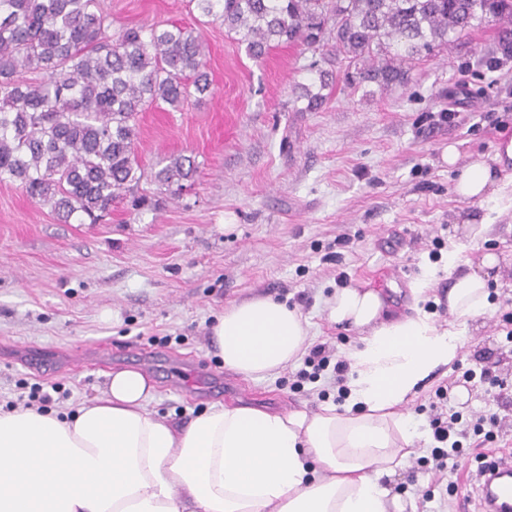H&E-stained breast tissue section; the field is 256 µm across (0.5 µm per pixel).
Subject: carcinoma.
<instances>
[{
  "mask_svg": "<svg viewBox=\"0 0 512 512\" xmlns=\"http://www.w3.org/2000/svg\"><path fill=\"white\" fill-rule=\"evenodd\" d=\"M200 16L238 35L259 60L278 45H317L336 71L316 69L293 88L317 111L337 75L386 90L406 65L451 35L493 18L512 37V0H190ZM32 77L26 78L24 74ZM205 44L173 24L112 32L100 0H0V183H15L66 224H97L142 181L176 195L194 158L147 168L135 152L142 112L180 109L207 93Z\"/></svg>",
  "mask_w": 512,
  "mask_h": 512,
  "instance_id": "1",
  "label": "carcinoma"
}]
</instances>
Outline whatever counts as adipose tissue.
<instances>
[{
	"instance_id": "obj_1",
	"label": "adipose tissue",
	"mask_w": 512,
	"mask_h": 512,
	"mask_svg": "<svg viewBox=\"0 0 512 512\" xmlns=\"http://www.w3.org/2000/svg\"><path fill=\"white\" fill-rule=\"evenodd\" d=\"M443 159L458 168L459 197H503L487 161L458 165L452 145ZM448 268L444 326L420 309L391 315L380 288L336 291L328 320L359 333L339 352L349 367L339 404L227 403L179 425L149 411L154 386L128 368L109 373L72 416L0 411V512H390L385 480L416 453L406 406L461 354L499 260L487 253L465 268L453 251ZM213 341L225 369L260 380L295 364L310 338L298 308L255 296L225 307Z\"/></svg>"
}]
</instances>
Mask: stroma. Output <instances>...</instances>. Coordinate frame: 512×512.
<instances>
[{
	"mask_svg": "<svg viewBox=\"0 0 512 512\" xmlns=\"http://www.w3.org/2000/svg\"><path fill=\"white\" fill-rule=\"evenodd\" d=\"M113 30L160 21L198 32L206 45L212 93L180 110L152 108L140 118L136 150L149 167L172 155L194 157L198 169L180 196L147 184L141 208L115 204L100 224H63L13 183L0 184V405L29 395L34 384L59 385L50 408L63 413L103 389L115 369H143L157 416L188 422L212 404L248 397L273 405L316 407L335 400L323 372L293 388L295 367L273 379L243 383L225 369L210 343L230 303L269 295L298 305L312 344L341 350L356 332L330 323L328 301L339 283L386 289L392 315L411 314L410 288L427 271L447 275V255L462 220L493 216L477 259L491 252L500 276L489 306L472 323L462 354L438 369L409 405L422 457L434 445L429 399L445 390L443 407L463 417L496 415V447L512 448V208L462 200L441 159L448 145L460 163L494 157L498 138L512 135V57H503L498 27L482 22L435 55L413 62L406 84L382 91L372 83L338 85L328 103L302 112L293 94L309 82L320 55L282 45L263 60L220 22L200 23L188 0H103ZM493 56L501 69H487ZM456 106L454 123L438 115ZM348 245H341V238ZM84 356L72 370L69 357ZM44 359L48 369L32 365ZM488 367L502 390L463 377ZM466 387V401L451 391ZM410 459L386 486L416 512L479 508L476 476L487 457L469 436L452 472L422 469Z\"/></svg>",
	"mask_w": 512,
	"mask_h": 512,
	"instance_id": "1",
	"label": "stroma"
}]
</instances>
